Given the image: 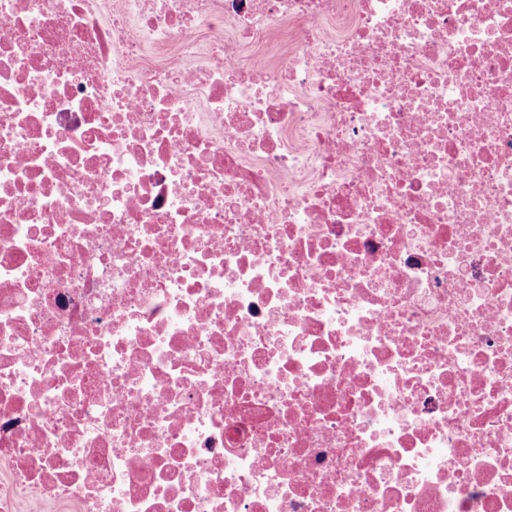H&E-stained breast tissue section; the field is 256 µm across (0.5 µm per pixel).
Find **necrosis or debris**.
<instances>
[{
  "instance_id": "obj_1",
  "label": "necrosis or debris",
  "mask_w": 512,
  "mask_h": 512,
  "mask_svg": "<svg viewBox=\"0 0 512 512\" xmlns=\"http://www.w3.org/2000/svg\"><path fill=\"white\" fill-rule=\"evenodd\" d=\"M512 512V0H0V512Z\"/></svg>"
}]
</instances>
